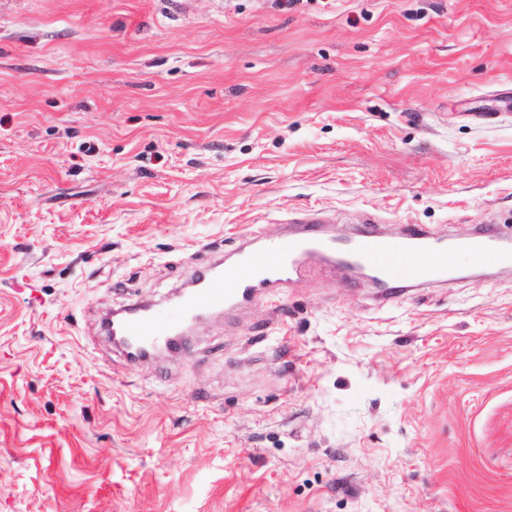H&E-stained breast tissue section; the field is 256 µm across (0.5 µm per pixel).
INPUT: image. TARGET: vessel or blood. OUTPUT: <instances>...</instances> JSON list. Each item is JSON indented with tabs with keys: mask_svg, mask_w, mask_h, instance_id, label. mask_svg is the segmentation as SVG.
Listing matches in <instances>:
<instances>
[{
	"mask_svg": "<svg viewBox=\"0 0 512 512\" xmlns=\"http://www.w3.org/2000/svg\"><path fill=\"white\" fill-rule=\"evenodd\" d=\"M321 218L300 217V226L285 237L239 249L232 263L216 260L193 275V287L173 306L154 305L115 318L113 340L128 339L155 349L176 336L180 327L202 312L232 309L259 295L284 288L303 276L312 262L342 260L362 266L385 290L420 288L446 281L459 254H466L478 267H512V245L488 230L462 241H441L423 227L408 226L397 236L367 229L336 238L316 231Z\"/></svg>",
	"mask_w": 512,
	"mask_h": 512,
	"instance_id": "obj_1",
	"label": "vessel or blood"
}]
</instances>
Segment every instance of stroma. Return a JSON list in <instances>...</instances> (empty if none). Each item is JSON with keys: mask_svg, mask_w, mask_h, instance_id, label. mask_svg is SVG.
Returning a JSON list of instances; mask_svg holds the SVG:
<instances>
[{"mask_svg": "<svg viewBox=\"0 0 512 512\" xmlns=\"http://www.w3.org/2000/svg\"><path fill=\"white\" fill-rule=\"evenodd\" d=\"M507 95L512 0H0V512H512V276L101 327L289 214L512 235Z\"/></svg>", "mask_w": 512, "mask_h": 512, "instance_id": "35a3bbf8", "label": "stroma"}]
</instances>
